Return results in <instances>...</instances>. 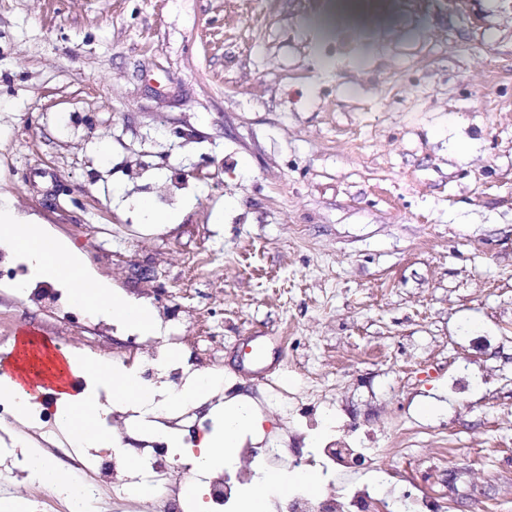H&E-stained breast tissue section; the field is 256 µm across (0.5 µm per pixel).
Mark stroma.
Masks as SVG:
<instances>
[{
	"label": "stroma",
	"mask_w": 512,
	"mask_h": 512,
	"mask_svg": "<svg viewBox=\"0 0 512 512\" xmlns=\"http://www.w3.org/2000/svg\"><path fill=\"white\" fill-rule=\"evenodd\" d=\"M340 2L0 0V197L169 307L143 351L222 374L207 404L248 396L285 457L349 426L446 512H512V0ZM102 318L2 286L0 357L116 355Z\"/></svg>",
	"instance_id": "1"
}]
</instances>
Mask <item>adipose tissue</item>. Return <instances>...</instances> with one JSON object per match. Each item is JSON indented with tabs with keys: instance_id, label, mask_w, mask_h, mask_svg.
<instances>
[{
	"instance_id": "ef3b65f1",
	"label": "adipose tissue",
	"mask_w": 512,
	"mask_h": 512,
	"mask_svg": "<svg viewBox=\"0 0 512 512\" xmlns=\"http://www.w3.org/2000/svg\"><path fill=\"white\" fill-rule=\"evenodd\" d=\"M0 239L27 255L44 276L69 280L74 302L89 313L106 308L144 334L153 333L154 319L146 306L113 297L106 285L89 278L82 262L66 243L47 235L38 225L17 223L12 207L1 203ZM63 358L69 372L85 376L88 386L78 394H63L59 407L61 424L76 437L78 444L121 450L120 441L106 424L108 409L101 405V396H108L113 404L152 413L156 410L154 391L132 370L107 357L89 356L71 349ZM218 415L222 427L205 438L199 454L184 452L178 439L170 441L174 453L191 464L194 472H203L233 456L236 448L242 446L245 434L257 423L252 403L245 397L225 403Z\"/></svg>"
}]
</instances>
